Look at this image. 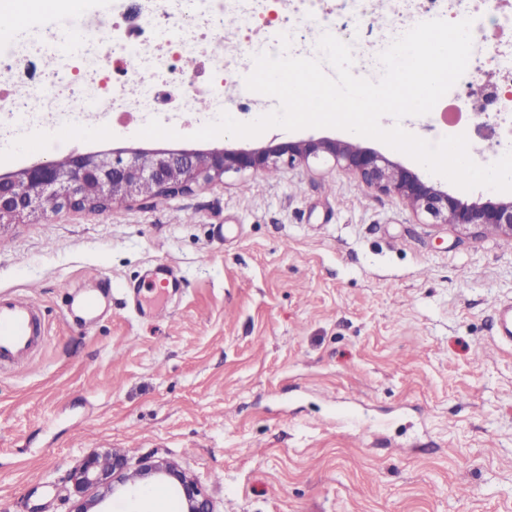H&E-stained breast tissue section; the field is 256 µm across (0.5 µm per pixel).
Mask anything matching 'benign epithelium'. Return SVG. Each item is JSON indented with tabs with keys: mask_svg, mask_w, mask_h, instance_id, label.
<instances>
[{
	"mask_svg": "<svg viewBox=\"0 0 512 512\" xmlns=\"http://www.w3.org/2000/svg\"><path fill=\"white\" fill-rule=\"evenodd\" d=\"M344 163L363 184L402 197L417 213L436 223L456 226H487L512 238V195L467 204L423 180L412 169L395 164L383 154L350 140L323 138L246 149L222 145L209 150L116 149L79 152L67 168L53 161L36 162L0 174V222L21 224L39 215L40 205L53 198L58 210L105 211L110 195L120 192L124 201L142 196V187L153 185L163 194L187 192L221 182L228 175L265 172L299 163L320 165L328 160ZM128 462L118 455L102 463L89 456L70 473L76 493L97 487L109 492L112 482L135 485V476H156L175 486L180 512H217L213 500L178 466L149 458L138 463L135 475H127Z\"/></svg>",
	"mask_w": 512,
	"mask_h": 512,
	"instance_id": "7a95c632",
	"label": "benign epithelium"
}]
</instances>
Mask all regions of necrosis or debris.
Instances as JSON below:
<instances>
[{
    "instance_id": "obj_1",
    "label": "necrosis or debris",
    "mask_w": 512,
    "mask_h": 512,
    "mask_svg": "<svg viewBox=\"0 0 512 512\" xmlns=\"http://www.w3.org/2000/svg\"><path fill=\"white\" fill-rule=\"evenodd\" d=\"M133 22L94 17L44 30L29 45L0 55V138L29 124L61 118L87 122L105 112L119 121L159 115L178 121L196 112L200 99L223 104L226 82L252 61L258 50L297 56L296 47L282 48L279 36L307 32L315 47L329 32L350 43L351 70L364 78L380 69V45L354 39L356 20L392 14V37L408 30L413 19L445 17L476 19L477 44H492L501 64L489 65L483 53H472L460 79L467 86L491 85L498 94H476L466 108L436 105L434 124L444 127L491 121V140L500 150L512 149V10H497L491 25L480 24L488 0H143ZM237 15L240 27L224 33V17ZM223 38V54L210 46ZM54 56L57 69L44 73L39 85L22 78L33 56Z\"/></svg>"
}]
</instances>
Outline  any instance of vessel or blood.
<instances>
[{"label": "vessel or blood", "instance_id": "1", "mask_svg": "<svg viewBox=\"0 0 512 512\" xmlns=\"http://www.w3.org/2000/svg\"><path fill=\"white\" fill-rule=\"evenodd\" d=\"M179 277L168 265H157L145 283L149 291L168 293L177 287ZM497 335L501 343L512 345V300L495 304ZM41 314L27 299L11 296L0 300V367L23 362L41 340Z\"/></svg>", "mask_w": 512, "mask_h": 512}]
</instances>
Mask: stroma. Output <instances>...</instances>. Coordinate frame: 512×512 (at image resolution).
<instances>
[{"label":"stroma","mask_w":512,"mask_h":512,"mask_svg":"<svg viewBox=\"0 0 512 512\" xmlns=\"http://www.w3.org/2000/svg\"><path fill=\"white\" fill-rule=\"evenodd\" d=\"M133 124L0 145V173L124 146ZM163 262V299L141 288ZM106 315L65 316L89 269ZM40 309L44 341L0 370V512H70L91 455L149 456L217 512H512V238L430 224L340 166L297 165L104 213L0 227V296ZM159 304L148 319L137 305ZM155 479L97 512H163ZM497 339L506 345H512V300L497 301Z\"/></svg>","instance_id":"stroma-1"}]
</instances>
